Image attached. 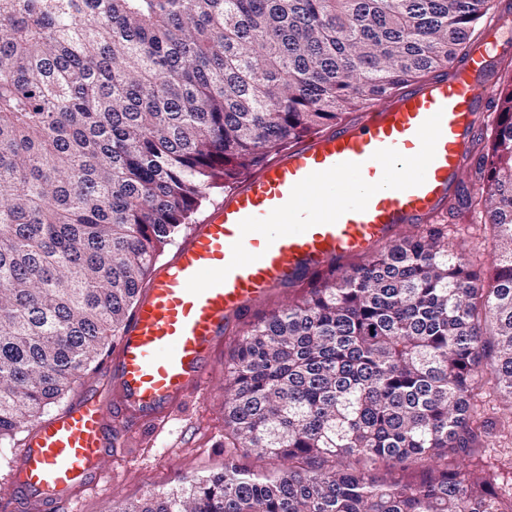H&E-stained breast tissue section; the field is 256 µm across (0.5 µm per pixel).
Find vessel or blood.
Instances as JSON below:
<instances>
[{"mask_svg":"<svg viewBox=\"0 0 512 512\" xmlns=\"http://www.w3.org/2000/svg\"><path fill=\"white\" fill-rule=\"evenodd\" d=\"M510 59L506 11L447 73L409 86L355 123L303 139L232 185L154 269L107 377L23 442L7 477L11 492L30 512L77 501L111 458L117 425L168 419L203 386L246 308L445 212L494 71ZM310 192L316 205L303 200Z\"/></svg>","mask_w":512,"mask_h":512,"instance_id":"obj_1","label":"vessel or blood"}]
</instances>
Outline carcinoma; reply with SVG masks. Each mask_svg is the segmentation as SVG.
<instances>
[{"instance_id":"obj_1","label":"carcinoma","mask_w":512,"mask_h":512,"mask_svg":"<svg viewBox=\"0 0 512 512\" xmlns=\"http://www.w3.org/2000/svg\"><path fill=\"white\" fill-rule=\"evenodd\" d=\"M491 2L0 0V441L125 329L212 190L447 70ZM488 138L483 195L243 331L224 473L110 512H512L473 414L484 380L512 403V83ZM477 206L488 271L448 248Z\"/></svg>"}]
</instances>
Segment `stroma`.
<instances>
[{
  "instance_id": "1",
  "label": "stroma",
  "mask_w": 512,
  "mask_h": 512,
  "mask_svg": "<svg viewBox=\"0 0 512 512\" xmlns=\"http://www.w3.org/2000/svg\"><path fill=\"white\" fill-rule=\"evenodd\" d=\"M242 341L227 335L209 370L204 390L188 394L171 418L153 426L116 428L114 461L97 485L78 502L58 512H106L112 504L142 502L149 494L171 491L184 482L224 471L225 367ZM481 418L495 435L494 447L484 449L504 493H512V403L482 395Z\"/></svg>"
}]
</instances>
